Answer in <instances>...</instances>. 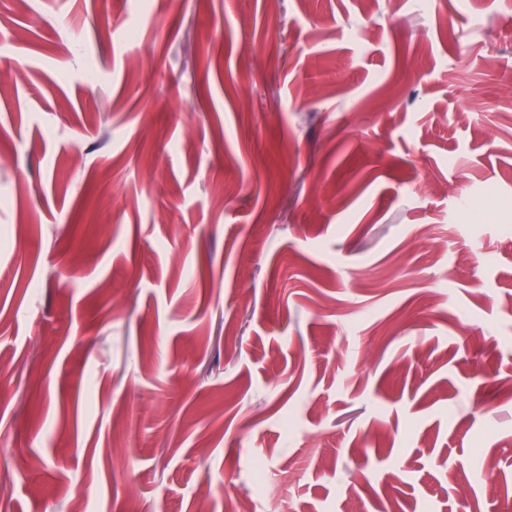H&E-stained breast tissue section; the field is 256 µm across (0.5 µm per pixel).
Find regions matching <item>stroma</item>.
Listing matches in <instances>:
<instances>
[{
	"label": "stroma",
	"instance_id": "stroma-1",
	"mask_svg": "<svg viewBox=\"0 0 512 512\" xmlns=\"http://www.w3.org/2000/svg\"><path fill=\"white\" fill-rule=\"evenodd\" d=\"M511 72L512 0H0V512H512Z\"/></svg>",
	"mask_w": 512,
	"mask_h": 512
}]
</instances>
